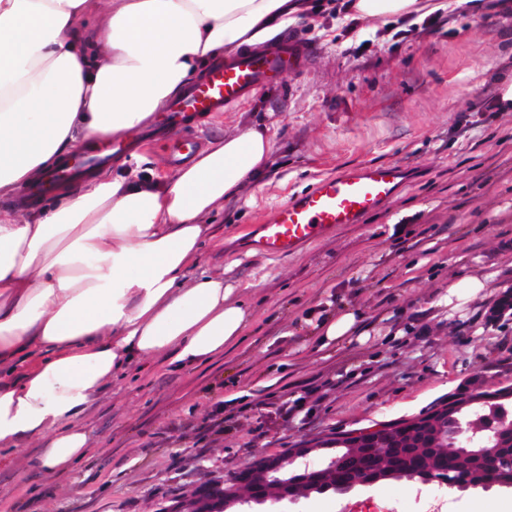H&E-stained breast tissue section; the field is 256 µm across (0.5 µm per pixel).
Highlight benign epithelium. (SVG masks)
<instances>
[{
	"mask_svg": "<svg viewBox=\"0 0 512 512\" xmlns=\"http://www.w3.org/2000/svg\"><path fill=\"white\" fill-rule=\"evenodd\" d=\"M482 400L479 393L466 394L448 403L443 410L413 417L403 425H384L298 445L291 449L290 458L300 461L301 469L291 473L283 470L281 455H266L217 481L193 489L194 495L182 506L195 512H229L236 504L256 499L271 504L295 502L297 497L292 491L297 484L319 487L333 480L336 492L344 494L417 469L429 474L426 483L449 487L463 485L473 472L489 470L498 475L501 486L511 488L512 454L504 456L497 452L506 445L512 446V422L505 418L486 439L492 449L475 448L465 453L455 464L452 481L435 477L444 440L451 438L469 445L475 441L477 431L462 424L458 414ZM342 448L348 452H340Z\"/></svg>",
	"mask_w": 512,
	"mask_h": 512,
	"instance_id": "benign-epithelium-1",
	"label": "benign epithelium"
}]
</instances>
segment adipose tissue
<instances>
[{"label": "adipose tissue", "mask_w": 512, "mask_h": 512, "mask_svg": "<svg viewBox=\"0 0 512 512\" xmlns=\"http://www.w3.org/2000/svg\"><path fill=\"white\" fill-rule=\"evenodd\" d=\"M0 0V200L95 137L147 122L229 52L293 24L304 0ZM512 0H354L360 17L496 11ZM267 128L224 136L169 180L102 170L51 207L0 210V449L21 470L85 457L84 412L132 361L223 354L252 313L220 274L187 279L206 217L264 171Z\"/></svg>", "instance_id": "adipose-tissue-1"}]
</instances>
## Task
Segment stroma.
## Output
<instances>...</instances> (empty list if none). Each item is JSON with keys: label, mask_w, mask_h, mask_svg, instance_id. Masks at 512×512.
Instances as JSON below:
<instances>
[{"label": "stroma", "mask_w": 512, "mask_h": 512, "mask_svg": "<svg viewBox=\"0 0 512 512\" xmlns=\"http://www.w3.org/2000/svg\"><path fill=\"white\" fill-rule=\"evenodd\" d=\"M327 0H307L314 53L279 86L197 123L201 146L268 127L264 175L207 216L214 236L189 277L219 271L252 310L223 355L183 369L136 361L93 403L92 447L63 472L18 476L0 452V512H162L205 479L328 433L433 410L465 391L512 388V323L488 316L512 291V112L481 101L512 74V14L449 12L441 28L402 34L399 19L343 31ZM178 126L120 157L173 176ZM367 163L404 180L378 211L285 257L244 251L255 224L320 179ZM486 286L460 307L450 283ZM356 316L348 336L321 326ZM430 485L387 480L347 496L310 494L281 512H339L343 500L419 512ZM441 512H512V490L445 491Z\"/></svg>", "instance_id": "1"}]
</instances>
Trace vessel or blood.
<instances>
[{"label":"vessel or blood","instance_id":"obj_1","mask_svg":"<svg viewBox=\"0 0 512 512\" xmlns=\"http://www.w3.org/2000/svg\"><path fill=\"white\" fill-rule=\"evenodd\" d=\"M310 48L292 35L278 43L236 52L213 63L205 73L163 110L169 125H192L200 116L219 113L270 85L282 84L289 72L301 69ZM105 149L78 152L64 164L25 188L30 202L51 196L55 187L73 182L110 164L113 155L131 151L124 139L106 137ZM396 165L364 164L327 177L308 192L280 205L257 225L252 248L268 256L284 257L323 238L343 224H355L386 204L402 180Z\"/></svg>","mask_w":512,"mask_h":512}]
</instances>
